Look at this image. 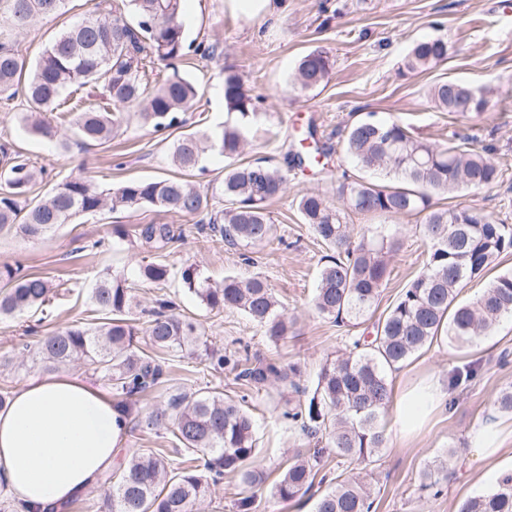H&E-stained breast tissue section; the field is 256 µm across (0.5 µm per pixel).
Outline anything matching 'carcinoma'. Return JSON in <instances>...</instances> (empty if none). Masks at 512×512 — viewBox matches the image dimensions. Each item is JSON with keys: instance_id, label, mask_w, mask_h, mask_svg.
Wrapping results in <instances>:
<instances>
[{"instance_id": "cac0c4a2", "label": "carcinoma", "mask_w": 512, "mask_h": 512, "mask_svg": "<svg viewBox=\"0 0 512 512\" xmlns=\"http://www.w3.org/2000/svg\"><path fill=\"white\" fill-rule=\"evenodd\" d=\"M67 2L9 0L8 23L0 31V98L23 93L32 106L23 117L24 130L53 139L54 127L41 114L57 110L67 90L85 86L102 88L103 102L79 99L71 107V126L79 141H110L128 112L137 113L156 132L185 127L184 115L196 104L199 87L176 69L152 77L155 64L202 48L187 41L183 0H99L93 11L62 29L34 64H26L11 47L12 32L64 14ZM447 58L448 41L438 36L416 42L403 67L424 71ZM332 67L328 52L316 48L300 58L290 86L301 92L316 90L328 81ZM223 96L231 119L208 131L182 132L173 141L177 176L128 180L106 192L89 179L74 178L28 204L22 197L43 171L1 151L0 229L36 239L81 215L146 206L176 217L194 216L207 210L214 197L225 207L209 219L212 232L244 248L272 244L276 236L267 204L283 191L286 180L266 160L234 162L246 145L257 99L233 72L224 75ZM430 97L441 111L462 118L480 116L487 106L485 92L457 79L434 84ZM474 142L465 135L440 146L397 120L371 113L348 128L340 151L360 169L392 175L397 183L345 180L337 189L339 207L317 193L299 196L301 222L331 251L319 271L313 306L338 326L365 323L388 280L390 259L401 247L400 239L378 227L355 234L348 213L367 218L418 215L422 221L416 230L430 245L423 271L402 289L374 331L352 337L348 351L326 359L311 389L301 384L299 365L285 366L275 355H226L201 348L197 324L176 314L170 300L157 298L150 308L134 310L131 287L109 273L90 290L95 321L49 333L23 350L51 367L86 365L112 392L128 424L139 418V399L161 384V356L201 355L211 370L235 373V380L251 391L270 385L288 391L282 415L292 426L311 441L326 442L336 456L355 466L375 463L386 444L380 417L392 400L388 371L438 339L467 347L489 335L501 319L512 318V271L489 280L475 300L457 301L463 283L485 278L499 258L512 254V225L471 208H438L433 203L436 195L500 181V162ZM300 146L292 158L298 166L330 155L312 126ZM209 153L231 163L208 196L189 177ZM134 233L158 252L180 239L171 224H145ZM139 276L145 283L162 285L170 268L150 262L140 267ZM181 280L206 307L245 313L275 345L294 328L273 289L259 276H226L214 287L198 267L189 265ZM54 292L53 284L41 276L0 266V318L41 310ZM244 402L246 396L236 400L218 386L170 395L166 407L144 423L156 431L173 425L174 451L187 458V465L170 470L166 457L150 448L125 454L102 475L111 487L109 512H195L226 473L236 475L243 488L238 512H251L265 476L252 463L256 424ZM322 454L323 449L315 448L292 457L271 497L288 501L307 494ZM372 505L367 487L348 478L318 498L315 512H371ZM460 512H512V475L464 501Z\"/></svg>"}]
</instances>
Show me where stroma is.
<instances>
[{
  "mask_svg": "<svg viewBox=\"0 0 512 512\" xmlns=\"http://www.w3.org/2000/svg\"><path fill=\"white\" fill-rule=\"evenodd\" d=\"M96 0H68L65 14L40 20L14 40L26 60L39 57L49 41L67 24L92 11ZM285 11L267 20L249 19L228 8L225 0H185L188 40L211 46L208 54L192 53L178 59L179 71L194 81L201 96L189 113L188 129L206 130L223 124L225 70L237 72L260 104L248 128L243 160L269 159L283 168L286 189L268 209L280 241L263 248L254 265L241 263L240 248L214 237L208 215L177 218L156 208L113 213L107 210L81 216L38 240H27L0 230V266H22L66 289L43 315L32 313L0 319V358L13 357L21 344L35 343L39 335L84 323L87 295L105 271L120 274L141 304L157 295L173 300L177 313L197 322L211 348L232 351L247 343L251 351L276 355L296 363L305 384H314L326 358L345 351L347 330L317 313L314 288L321 258L327 248L302 224L297 198L316 192L338 204L336 188L343 175H355L353 165L331 153L325 163L291 168L284 156L300 131L315 126L320 141L334 146L353 123L373 112L407 125L412 133L438 144L464 134L477 135L478 146H489L504 166L498 184L479 190L463 189L438 197L439 206H461L483 211L512 224V0H284ZM447 37V60L419 73L403 71V60L417 41ZM324 49L334 66L325 86L313 92L291 91L289 79L306 52ZM454 77L476 89L488 90V105L477 119L442 112L429 97L431 87ZM24 98L0 100V143L9 144L36 168L43 180L28 190L35 202L53 187L76 177L90 178L106 190L131 179H153L173 174L171 144L174 132H156L130 115L110 142L77 143L65 109L47 113L56 131L54 140L26 133L19 121L28 111ZM420 219L403 215L385 221L387 232L399 234L400 250L390 262L391 274L375 317H383L405 288L424 268L428 246L416 230ZM175 224L182 239L175 248L158 254L136 237L121 240L112 227L134 229L141 224ZM102 248H94L97 240ZM162 260L171 275L164 288L141 282L142 263ZM200 268L212 282L225 276L260 275L273 288L289 316L293 333L284 343L272 344L263 330L239 311H215L184 290L180 270ZM472 365L478 375L471 384L452 387L458 369ZM388 377L394 392L422 382H438L448 393L442 411L430 414L408 440L398 437L395 408H388L383 423L387 442L379 461L366 466L361 476L374 502L373 512H458L461 502L496 487L512 474V439L492 458H482L470 437L493 411L501 390L512 386V319H503L477 345L460 350L443 341L424 348ZM207 386L223 387L234 395L241 387L233 373L214 372L195 359L177 358L164 366L161 389L141 398V415L164 407L170 394L194 392ZM276 390L253 395L249 406L257 425L259 447L255 466L274 485L289 459L308 440L289 426L276 408ZM454 460H447L449 449ZM441 467L443 493L427 497L419 489L425 469ZM268 488L259 492L255 512H314L326 482L315 483L303 497L280 502Z\"/></svg>",
  "mask_w": 512,
  "mask_h": 512,
  "instance_id": "obj_1",
  "label": "stroma"
}]
</instances>
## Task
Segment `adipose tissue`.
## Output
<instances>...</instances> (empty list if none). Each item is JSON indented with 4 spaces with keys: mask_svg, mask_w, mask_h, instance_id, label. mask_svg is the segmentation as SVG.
<instances>
[{
    "mask_svg": "<svg viewBox=\"0 0 512 512\" xmlns=\"http://www.w3.org/2000/svg\"><path fill=\"white\" fill-rule=\"evenodd\" d=\"M446 398L435 383L401 392L396 418L403 436ZM124 432L105 390L62 373L28 380L0 408V481L31 512H57L111 470Z\"/></svg>",
    "mask_w": 512,
    "mask_h": 512,
    "instance_id": "adipose-tissue-1",
    "label": "adipose tissue"
}]
</instances>
